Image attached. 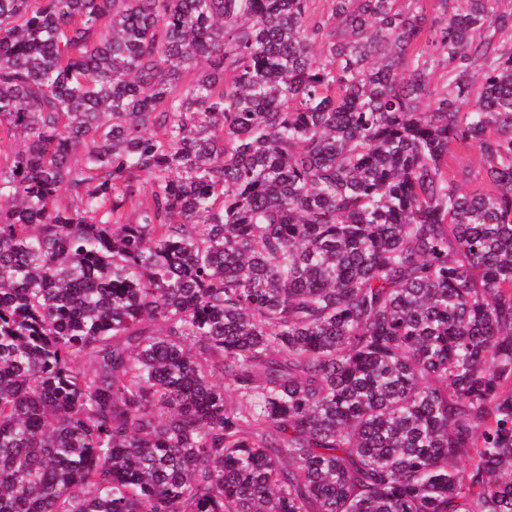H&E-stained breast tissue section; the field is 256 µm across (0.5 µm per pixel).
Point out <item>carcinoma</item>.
Masks as SVG:
<instances>
[{"instance_id":"obj_1","label":"carcinoma","mask_w":512,"mask_h":512,"mask_svg":"<svg viewBox=\"0 0 512 512\" xmlns=\"http://www.w3.org/2000/svg\"><path fill=\"white\" fill-rule=\"evenodd\" d=\"M315 3L0 0V512H512V0Z\"/></svg>"}]
</instances>
